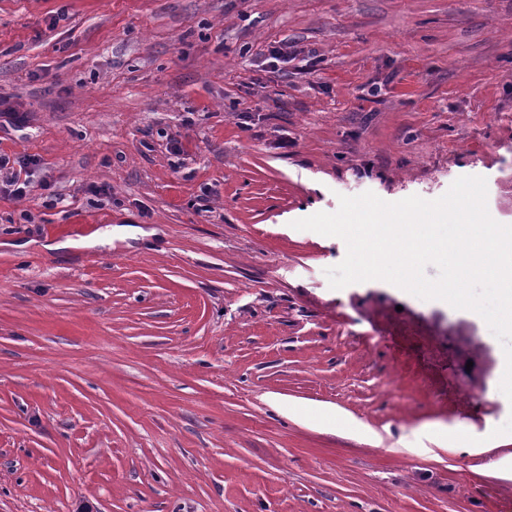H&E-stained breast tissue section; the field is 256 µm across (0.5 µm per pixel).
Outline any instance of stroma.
<instances>
[{
	"instance_id": "obj_1",
	"label": "stroma",
	"mask_w": 512,
	"mask_h": 512,
	"mask_svg": "<svg viewBox=\"0 0 512 512\" xmlns=\"http://www.w3.org/2000/svg\"><path fill=\"white\" fill-rule=\"evenodd\" d=\"M0 151V512H512L484 320L292 226L512 225V0H0ZM28 160L18 158L17 161H13L11 165L10 157L6 154L0 153V194L19 198L26 195L29 181L26 168ZM15 164H18L19 169L15 168ZM25 173V178L22 179V173Z\"/></svg>"
}]
</instances>
